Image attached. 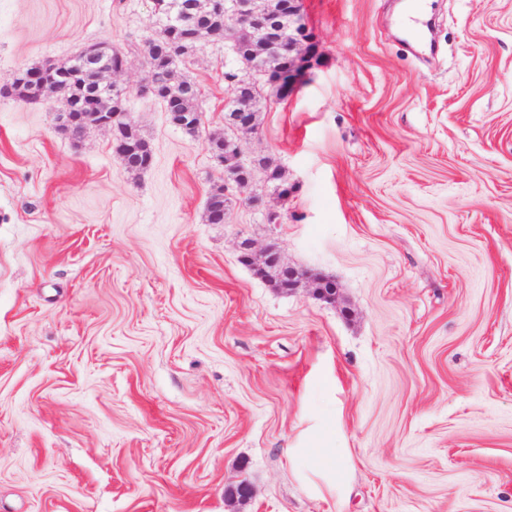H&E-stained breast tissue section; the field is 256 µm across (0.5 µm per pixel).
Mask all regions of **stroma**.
<instances>
[{
  "label": "stroma",
  "mask_w": 512,
  "mask_h": 512,
  "mask_svg": "<svg viewBox=\"0 0 512 512\" xmlns=\"http://www.w3.org/2000/svg\"><path fill=\"white\" fill-rule=\"evenodd\" d=\"M400 2L302 0L310 80L241 139L294 190L256 172L211 224L246 73L223 40L176 62L191 136L141 92L152 0H0V80L120 50L153 155L127 171L59 96H0V512H512V0H427L415 39ZM321 440L335 474L301 453ZM241 259H249L257 263L270 261L276 266H279L284 273V288L287 291L297 289L301 284L305 283L315 295L327 303H335L338 294V287L335 282L327 279L318 274H310L309 272L299 270L287 265H284L281 260L279 251L272 245L257 247L252 242H247L242 246Z\"/></svg>",
  "instance_id": "1"
}]
</instances>
